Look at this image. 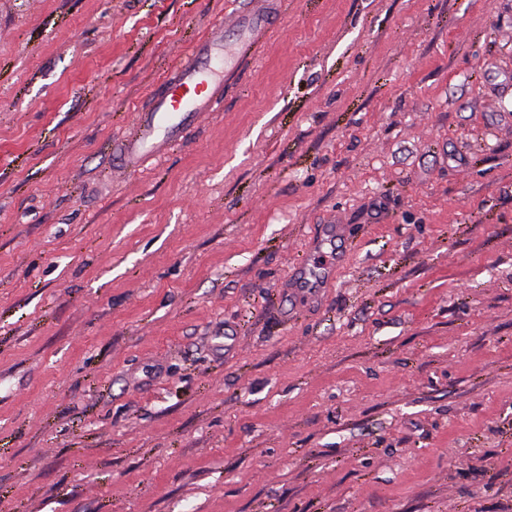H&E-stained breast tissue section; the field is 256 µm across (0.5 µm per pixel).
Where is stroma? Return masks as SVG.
Returning a JSON list of instances; mask_svg holds the SVG:
<instances>
[{
    "instance_id": "1",
    "label": "stroma",
    "mask_w": 512,
    "mask_h": 512,
    "mask_svg": "<svg viewBox=\"0 0 512 512\" xmlns=\"http://www.w3.org/2000/svg\"><path fill=\"white\" fill-rule=\"evenodd\" d=\"M230 11L0 0V512H512V0H288L113 172ZM235 41L224 46V25L216 34L193 44L167 73L153 105L138 111L118 139L114 152L118 166L137 172L145 163L161 158L180 140L184 129L215 110L224 97V86L239 64L251 59L260 37L281 16V0H230ZM241 5H243L241 7ZM334 267V262L329 261H326L323 266L319 267L305 263L298 269V284L300 286H310L311 288L313 285L317 287L324 280L328 281L332 278Z\"/></svg>"
}]
</instances>
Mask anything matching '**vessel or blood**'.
Returning a JSON list of instances; mask_svg holds the SVG:
<instances>
[{"label":"vessel or blood","instance_id":"obj_1","mask_svg":"<svg viewBox=\"0 0 512 512\" xmlns=\"http://www.w3.org/2000/svg\"><path fill=\"white\" fill-rule=\"evenodd\" d=\"M237 36L232 44L211 35L197 41L167 73L161 93L151 108L138 111L120 136L115 152L119 166L137 172L145 163L160 158L180 140L184 129L214 111L224 97L229 77L242 61L251 59L260 37L281 16V0H231ZM333 263L302 265L298 283L320 285L333 276Z\"/></svg>","mask_w":512,"mask_h":512}]
</instances>
